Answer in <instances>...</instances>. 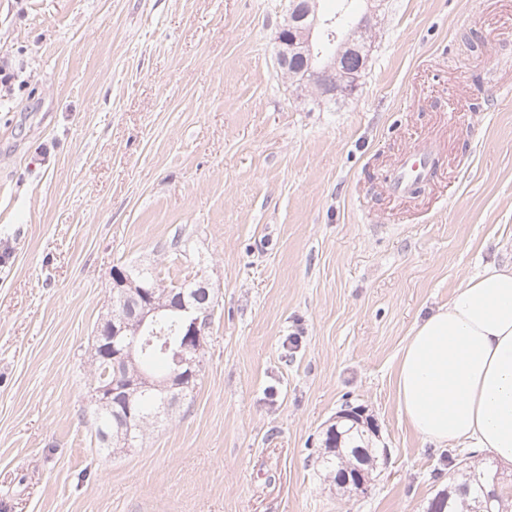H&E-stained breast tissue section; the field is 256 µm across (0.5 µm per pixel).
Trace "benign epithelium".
I'll return each instance as SVG.
<instances>
[{"label":"benign epithelium","instance_id":"7a95c632","mask_svg":"<svg viewBox=\"0 0 512 512\" xmlns=\"http://www.w3.org/2000/svg\"><path fill=\"white\" fill-rule=\"evenodd\" d=\"M286 19L275 33L276 63L279 68L288 70V66L297 59L304 62L302 69L292 72L294 80L304 85L309 76L323 78L322 98L332 102L351 96L358 89L359 77L344 70L346 53L355 52L347 38L351 28L364 31L372 24L371 14L362 15L358 22L347 26L336 19L318 13L311 6V0H286ZM111 302L121 304L125 312L132 316L137 331L152 328L159 320L167 316V311L178 313L183 340L175 351V369L165 379L155 381L141 374L135 378L132 386L138 391L164 389H184L197 377L199 366L196 355L204 348L208 331V312L197 301L183 296L172 306H160L152 297V290L129 273L114 269L111 272ZM96 343L92 354L96 358L111 361L114 370L137 364L141 347L127 342L124 326L116 323L115 314L110 312L101 317L95 328ZM126 378L112 372L102 378L93 392L94 399L107 401L123 390Z\"/></svg>","mask_w":512,"mask_h":512}]
</instances>
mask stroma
Here are the masks:
<instances>
[{
	"instance_id": "1",
	"label": "stroma",
	"mask_w": 512,
	"mask_h": 512,
	"mask_svg": "<svg viewBox=\"0 0 512 512\" xmlns=\"http://www.w3.org/2000/svg\"><path fill=\"white\" fill-rule=\"evenodd\" d=\"M376 14L327 109L276 66L283 0H0V512H426L490 459L415 435L395 367L417 319L512 261V0ZM415 145L436 174L396 196ZM123 263L202 270L215 311L191 404L106 454L91 336ZM355 406L363 494L318 462Z\"/></svg>"
}]
</instances>
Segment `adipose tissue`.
Masks as SVG:
<instances>
[{"label": "adipose tissue", "instance_id": "ef3b65f1", "mask_svg": "<svg viewBox=\"0 0 512 512\" xmlns=\"http://www.w3.org/2000/svg\"><path fill=\"white\" fill-rule=\"evenodd\" d=\"M395 384L421 440L485 448L512 463V265L465 278L415 322Z\"/></svg>", "mask_w": 512, "mask_h": 512}]
</instances>
